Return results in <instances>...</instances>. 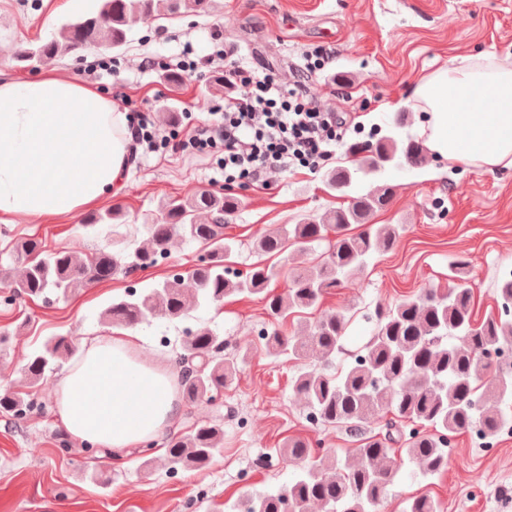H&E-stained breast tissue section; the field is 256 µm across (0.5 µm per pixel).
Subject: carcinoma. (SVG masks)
Returning a JSON list of instances; mask_svg holds the SVG:
<instances>
[{
  "label": "carcinoma",
  "instance_id": "obj_1",
  "mask_svg": "<svg viewBox=\"0 0 512 512\" xmlns=\"http://www.w3.org/2000/svg\"><path fill=\"white\" fill-rule=\"evenodd\" d=\"M211 0H98L97 8L62 25L58 36L31 43L16 54L22 67L46 59L76 54L90 46L120 48L134 19H173L185 13L204 14ZM350 152L359 170L375 176L388 166H416L422 145L411 137L385 135L370 144H355ZM353 182L347 168L326 176V187L346 193ZM391 187L377 185L352 197L347 209L334 210L300 224H285L261 238L260 252L277 255L294 246L293 257L306 255L311 245L336 231L317 263L299 266L284 294L268 291L277 275L273 265L257 263L239 279L229 277L225 266L232 253L224 238V217L238 208L235 198L192 191L181 199H167L158 206V217L145 225L146 236L130 253L99 251L84 258L72 251L47 253L41 243L28 239L10 252L11 261L23 268L14 292L28 297H67L80 288L108 281L153 263L180 233L206 246V256L188 279L172 277L137 293L129 291L112 301L99 319L108 325L134 327L150 316L170 322L189 316L191 305L221 304L237 295H264L272 315L285 321L315 308L324 293L361 273L372 255L392 249L400 237L398 224H372L370 218L390 200ZM205 212L210 223L200 224L196 214ZM123 212L109 208L90 217L87 225L120 224ZM353 224L363 226L349 233ZM500 314L479 321L473 313L469 288H431L409 295L394 307L376 312L375 328L352 361L334 374L302 365L293 379V390L310 409V418L323 426L358 432L362 423L379 411L393 414L385 432L360 440L353 459L340 460L301 437L288 439V457L302 464L301 473L287 487L235 502L233 512H380L388 486L396 473L391 445L400 443L424 474L435 476L448 467L453 437L477 432L494 440L512 422V366L500 360L512 350V279L496 289ZM348 319L340 313L325 314L307 325L304 336L278 331L263 337L270 358L302 361L324 360L342 349ZM224 340L213 329L188 330L175 353L179 390L189 404L211 402L228 384L235 365L224 360ZM77 346L69 336L49 337L32 352L23 367L24 384L0 395V410L22 419L41 409L30 398L48 373L72 358ZM224 450V419L196 426L169 442L167 460L172 470L199 468ZM403 512H442L428 493L405 501Z\"/></svg>",
  "mask_w": 512,
  "mask_h": 512
}]
</instances>
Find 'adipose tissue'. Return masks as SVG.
Segmentation results:
<instances>
[{
  "mask_svg": "<svg viewBox=\"0 0 512 512\" xmlns=\"http://www.w3.org/2000/svg\"><path fill=\"white\" fill-rule=\"evenodd\" d=\"M412 108L435 160L512 169V66L480 54L415 77ZM125 112L77 81L49 73L0 80V222L77 213L118 196L131 167ZM56 405L78 442L120 456L164 433L178 414L168 370L130 339H96L62 375Z\"/></svg>",
  "mask_w": 512,
  "mask_h": 512,
  "instance_id": "adipose-tissue-1",
  "label": "adipose tissue"
}]
</instances>
